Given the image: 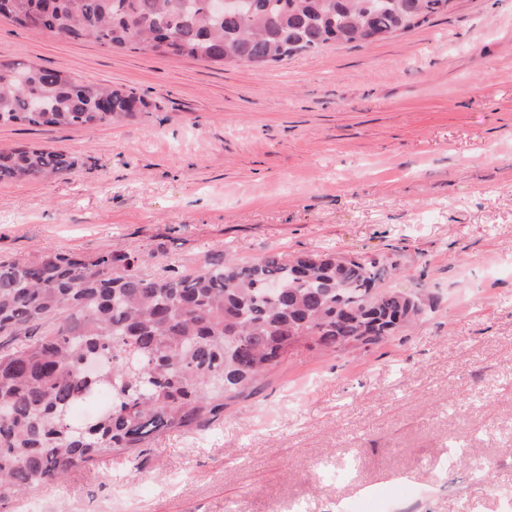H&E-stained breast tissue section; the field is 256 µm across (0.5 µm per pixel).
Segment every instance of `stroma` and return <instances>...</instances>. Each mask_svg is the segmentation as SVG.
<instances>
[{"label":"stroma","mask_w":512,"mask_h":512,"mask_svg":"<svg viewBox=\"0 0 512 512\" xmlns=\"http://www.w3.org/2000/svg\"><path fill=\"white\" fill-rule=\"evenodd\" d=\"M0 59L134 91L135 120L0 126L61 149L66 180L0 182V259L138 255L166 276L397 252L388 285L434 304L350 353L301 346L201 432L103 454L0 512H512V0H453L373 44L256 68L68 42L0 17ZM490 460L483 477L451 440Z\"/></svg>","instance_id":"1"}]
</instances>
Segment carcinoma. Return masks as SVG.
I'll return each mask as SVG.
<instances>
[{"mask_svg": "<svg viewBox=\"0 0 512 512\" xmlns=\"http://www.w3.org/2000/svg\"><path fill=\"white\" fill-rule=\"evenodd\" d=\"M451 0H243L220 15L209 0H0L21 28L109 50L215 64L279 65L336 40L372 44L448 11ZM145 102L63 69L0 60V125L80 126L133 120ZM63 151L0 152V181L74 173ZM141 259L44 253L0 262V502L66 479L110 450L146 448L204 430L226 402L251 396L297 344L343 353L386 341L424 311L384 285L397 255L340 259L222 254L191 275L144 273ZM280 285L271 295L266 286ZM112 391L76 425L71 409Z\"/></svg>", "mask_w": 512, "mask_h": 512, "instance_id": "1", "label": "carcinoma"}]
</instances>
